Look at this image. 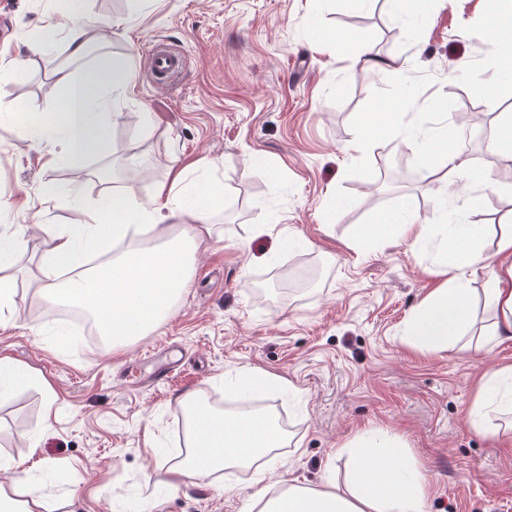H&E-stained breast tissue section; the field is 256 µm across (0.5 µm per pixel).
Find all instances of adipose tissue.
Returning a JSON list of instances; mask_svg holds the SVG:
<instances>
[{
    "instance_id": "obj_1",
    "label": "adipose tissue",
    "mask_w": 512,
    "mask_h": 512,
    "mask_svg": "<svg viewBox=\"0 0 512 512\" xmlns=\"http://www.w3.org/2000/svg\"><path fill=\"white\" fill-rule=\"evenodd\" d=\"M62 36L72 56H81L100 37L99 27L86 14L82 0H72L67 10L47 0L41 35ZM57 82L66 90L56 116H32L28 126L45 143L46 165L59 156L73 158L101 149L108 126L99 119L110 98L126 94L131 73L126 58L104 59L94 71L78 73L62 66ZM409 90L383 100L368 113L353 143L366 152L375 136L416 144L426 167L444 168L449 174L466 170L460 154L449 151L448 131L424 128L423 112H410ZM467 171V170H466ZM185 172L171 183L159 184L149 199L136 200L114 191L101 190L90 202L77 204V219L57 224L50 244L38 263L39 291L47 301L81 308L94 317L103 336L118 345L147 335L164 322L189 281V260L199 243L213 233L211 216L223 200L218 180L207 179L193 199H186L182 185ZM190 214L193 223L176 236H168L165 220ZM151 227L154 245L129 248L109 255V245L134 237L140 225ZM432 225L416 223L399 209L381 215L376 223L357 226L358 241L413 238L431 235ZM482 228L459 224L444 233L439 244L441 267L451 269L450 285L435 289L414 310L407 334L413 344L438 351L449 342L461 340L476 313L471 306L464 276L481 267L486 271L484 299L495 319L488 335H512V226L501 229L493 257H485L478 246ZM98 252L105 260L85 268L86 254ZM192 410L186 467L178 477L207 478L216 471L252 463L272 449L281 447L284 435L263 413L226 416L185 396ZM474 429L493 437L512 434V366L487 370L481 377L477 398L470 411ZM354 459L351 476L338 483L328 474L319 486L276 482L262 486L255 495L253 512H428L427 494L416 470L405 467L401 441L378 433L357 436L348 445Z\"/></svg>"
}]
</instances>
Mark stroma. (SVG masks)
Wrapping results in <instances>:
<instances>
[{
    "instance_id": "35a3bbf8",
    "label": "stroma",
    "mask_w": 512,
    "mask_h": 512,
    "mask_svg": "<svg viewBox=\"0 0 512 512\" xmlns=\"http://www.w3.org/2000/svg\"><path fill=\"white\" fill-rule=\"evenodd\" d=\"M43 7L0 0L10 24L0 56L20 64L0 81V100L15 112L0 120V226L24 225L26 239L0 359L29 374L0 389V484L26 478L48 512H243L264 461L174 489L167 482L185 451L182 396L230 402L231 380L252 367L280 378L263 399L290 439L271 452L267 481L316 487L331 469L345 481L342 447L377 432L403 442L429 512H512V445L468 419L483 372L512 365V338L467 352L416 348L406 323L445 280L436 241L353 238L355 225L404 201L422 224L483 226L488 254L498 226L512 225V158L485 145L489 125L512 113V82L493 79L486 41L495 0H440L420 29L399 22L387 0L366 10L349 0H145L135 13L129 0H86L104 40L75 62L61 38L52 52L29 49ZM315 10L321 41L309 27ZM339 34L364 37L381 67L334 47ZM159 43L185 56L162 81L149 67ZM106 55L129 56L133 73L105 115L106 147L46 167L25 139L29 116L62 96L58 65L89 70ZM404 86L417 102L447 105L427 126L472 119L459 148L490 185L463 174L443 196L447 170L427 169L401 143L352 150L365 114ZM204 158L217 165L224 200L185 296L148 335L112 350L91 344L27 274L52 225L72 219L73 192L91 200L108 185L144 200L173 168ZM43 185L54 194L40 195ZM334 199L341 207L331 219ZM162 350L178 359L172 378L127 377Z\"/></svg>"
}]
</instances>
